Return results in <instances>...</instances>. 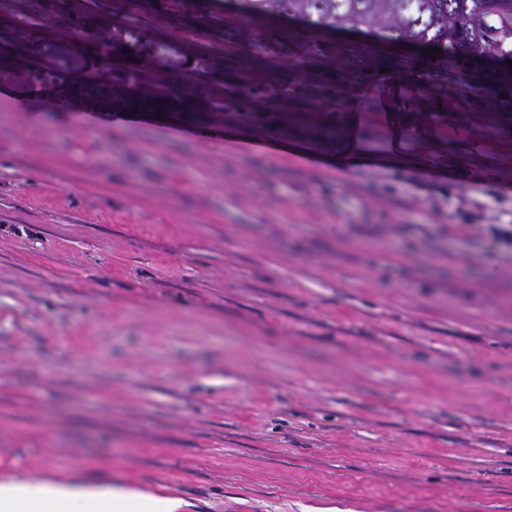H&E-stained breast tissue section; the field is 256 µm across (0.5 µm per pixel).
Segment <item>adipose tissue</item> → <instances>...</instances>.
I'll return each instance as SVG.
<instances>
[{
	"instance_id": "1",
	"label": "adipose tissue",
	"mask_w": 512,
	"mask_h": 512,
	"mask_svg": "<svg viewBox=\"0 0 512 512\" xmlns=\"http://www.w3.org/2000/svg\"><path fill=\"white\" fill-rule=\"evenodd\" d=\"M189 501L104 480L0 479V512H189Z\"/></svg>"
}]
</instances>
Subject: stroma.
<instances>
[{
  "instance_id": "stroma-1",
  "label": "stroma",
  "mask_w": 512,
  "mask_h": 512,
  "mask_svg": "<svg viewBox=\"0 0 512 512\" xmlns=\"http://www.w3.org/2000/svg\"><path fill=\"white\" fill-rule=\"evenodd\" d=\"M287 87L284 124L88 110L0 84V477L165 488L191 512H512V85L337 40L349 76L224 0H67ZM38 59L52 0L0 7ZM336 97V130L316 109ZM358 123H351V116ZM403 120L409 166L378 153ZM433 126L436 144L422 137Z\"/></svg>"
}]
</instances>
